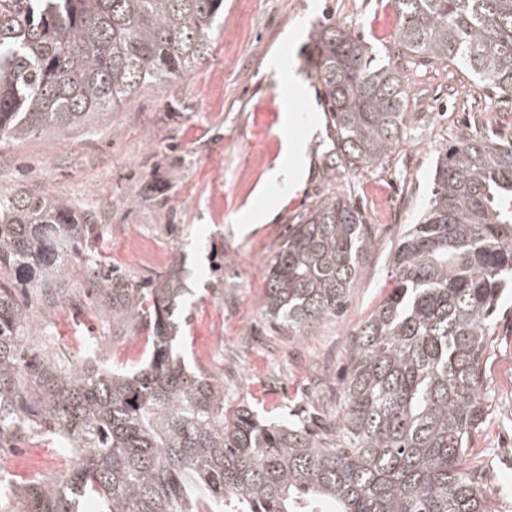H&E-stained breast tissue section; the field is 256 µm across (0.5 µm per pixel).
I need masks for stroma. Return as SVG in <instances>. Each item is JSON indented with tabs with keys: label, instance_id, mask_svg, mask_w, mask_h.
<instances>
[{
	"label": "stroma",
	"instance_id": "1",
	"mask_svg": "<svg viewBox=\"0 0 512 512\" xmlns=\"http://www.w3.org/2000/svg\"><path fill=\"white\" fill-rule=\"evenodd\" d=\"M323 21L380 53L396 49L390 0H224L210 54L188 76L139 90L66 132L0 140V190L48 195L94 217L86 257H73L68 276L53 282L59 300L17 286L31 347L67 367L90 351L107 369H136L151 339L133 313L143 290L177 272L186 360L223 390L225 412L244 406L278 422L303 415L324 440L335 439L343 369L358 329L392 287L391 260L428 201L438 147L476 132L512 139V98L454 64L398 58L406 133L382 161L346 167L314 71L310 35ZM272 54L301 74L300 86L266 72ZM300 139L306 176L286 189L273 184L285 143ZM332 195L361 210L370 243L342 311L294 336L264 313L269 263L291 226ZM262 208L269 218L251 223ZM92 261L124 295L97 286ZM483 376L486 418L467 467L489 489L493 512H512L511 294L499 302ZM64 446L56 436L26 437L0 454V483L33 463L44 478L62 476L71 465Z\"/></svg>",
	"mask_w": 512,
	"mask_h": 512
}]
</instances>
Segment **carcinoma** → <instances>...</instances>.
Returning <instances> with one entry per match:
<instances>
[{
	"label": "carcinoma",
	"mask_w": 512,
	"mask_h": 512,
	"mask_svg": "<svg viewBox=\"0 0 512 512\" xmlns=\"http://www.w3.org/2000/svg\"><path fill=\"white\" fill-rule=\"evenodd\" d=\"M401 50L452 62L512 96V0H393ZM224 0H0V139L65 130L163 87L208 57ZM314 69L343 160L376 163L401 141L396 65L342 26L313 37ZM87 215L0 191V270L64 278ZM369 245L345 198L319 203L270 262L265 313L295 336L343 306ZM393 286L360 328L342 380L338 439L301 419L266 422L188 368L182 289H146L151 349L112 372L29 355V317L0 280V449L30 433L67 440L62 478L23 479L0 512H492L465 463L485 419L492 316L512 289V140L436 150L429 203L398 245Z\"/></svg>",
	"instance_id": "1"
}]
</instances>
